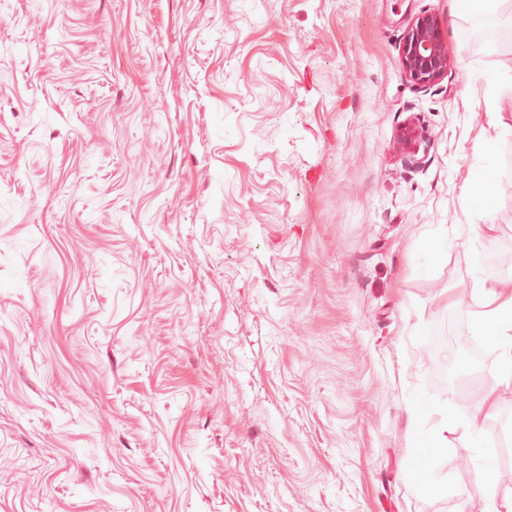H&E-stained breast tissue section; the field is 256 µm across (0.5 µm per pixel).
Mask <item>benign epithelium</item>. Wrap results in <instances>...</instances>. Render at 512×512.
<instances>
[{
  "label": "benign epithelium",
  "mask_w": 512,
  "mask_h": 512,
  "mask_svg": "<svg viewBox=\"0 0 512 512\" xmlns=\"http://www.w3.org/2000/svg\"><path fill=\"white\" fill-rule=\"evenodd\" d=\"M404 75L414 84L428 87L448 76L452 56L448 35L441 20L433 14H418L409 19L400 46ZM423 136L417 126L407 123L401 127L398 142L407 164L419 168L425 162L420 154Z\"/></svg>",
  "instance_id": "7a95c632"
}]
</instances>
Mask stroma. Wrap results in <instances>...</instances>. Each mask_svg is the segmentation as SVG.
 Listing matches in <instances>:
<instances>
[{
    "label": "stroma",
    "mask_w": 512,
    "mask_h": 512,
    "mask_svg": "<svg viewBox=\"0 0 512 512\" xmlns=\"http://www.w3.org/2000/svg\"><path fill=\"white\" fill-rule=\"evenodd\" d=\"M489 72L453 0H0V512H512V381L452 362L512 279ZM400 60L404 75L415 85L428 87L447 77L452 56L448 35L437 16L423 13L409 19ZM423 139L424 137L418 127L412 123H406L400 129L398 142L404 151V159L410 166L419 168L425 162L426 148H423L422 156L419 157Z\"/></svg>",
    "instance_id": "1"
}]
</instances>
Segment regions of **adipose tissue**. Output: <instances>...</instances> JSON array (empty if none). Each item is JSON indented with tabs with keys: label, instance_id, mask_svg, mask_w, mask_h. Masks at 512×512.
Instances as JSON below:
<instances>
[{
	"label": "adipose tissue",
	"instance_id": "adipose-tissue-1",
	"mask_svg": "<svg viewBox=\"0 0 512 512\" xmlns=\"http://www.w3.org/2000/svg\"><path fill=\"white\" fill-rule=\"evenodd\" d=\"M487 296L495 309L482 326L479 343L484 354L492 356L497 368L512 378V290L492 287Z\"/></svg>",
	"mask_w": 512,
	"mask_h": 512
}]
</instances>
